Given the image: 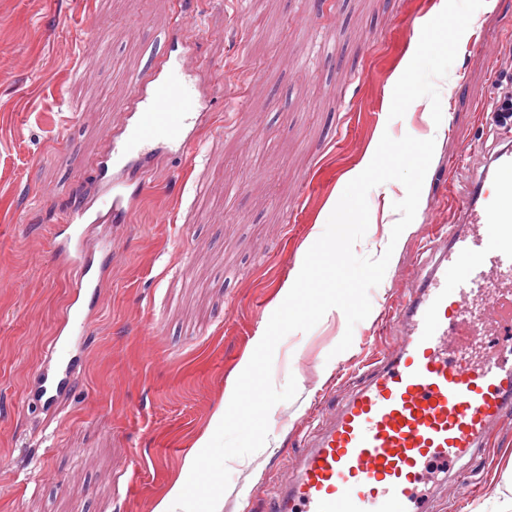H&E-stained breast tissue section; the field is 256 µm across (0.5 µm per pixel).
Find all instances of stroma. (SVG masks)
I'll return each instance as SVG.
<instances>
[{"label":"stroma","instance_id":"35a3bbf8","mask_svg":"<svg viewBox=\"0 0 512 512\" xmlns=\"http://www.w3.org/2000/svg\"><path fill=\"white\" fill-rule=\"evenodd\" d=\"M445 0H0V512H154L213 416L228 407L272 313L295 281L298 257L322 235L350 171L365 169L383 134L425 138L428 99L390 119L393 88L422 24ZM183 33L213 88L201 148L159 157L121 224L92 228L112 242L109 272L87 316L69 396L29 405L33 380L64 318L73 269L51 249L66 213L101 187L93 162L128 99L130 73ZM438 80L443 119L417 213L398 240L371 312L335 353L345 319L288 334L272 381L295 377L296 399L269 414L265 446L230 460L217 512H262L260 489L284 479L331 403L362 378L361 362L393 347L383 322L433 254L432 224L457 219L473 170L499 148L491 109L512 52V0H485ZM465 157L466 165L450 164ZM404 186L368 194V230L354 246L375 256L399 218ZM497 452L435 512H478L512 499V421Z\"/></svg>","mask_w":512,"mask_h":512}]
</instances>
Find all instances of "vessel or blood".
I'll use <instances>...</instances> for the list:
<instances>
[{
	"mask_svg": "<svg viewBox=\"0 0 512 512\" xmlns=\"http://www.w3.org/2000/svg\"><path fill=\"white\" fill-rule=\"evenodd\" d=\"M188 54L163 55L130 78L131 95L95 171L102 192L64 218L51 246L76 268L70 306L31 400L54 407L65 396L84 348L86 299L104 260L84 244L88 225L125 219L124 185L144 184L158 156L194 154L209 97ZM498 132L456 223L435 225V259L404 294L394 316L404 329L358 386L311 437L287 480L268 495V512H431L420 486L434 474L465 487L464 461L487 448L512 419V119Z\"/></svg>",
	"mask_w": 512,
	"mask_h": 512,
	"instance_id": "obj_1",
	"label": "vessel or blood"
}]
</instances>
